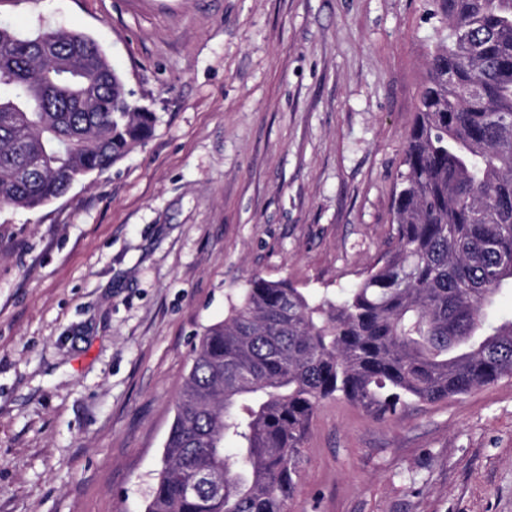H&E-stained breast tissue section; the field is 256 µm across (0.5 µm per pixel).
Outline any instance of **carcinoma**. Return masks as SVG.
<instances>
[{
  "label": "carcinoma",
  "instance_id": "obj_1",
  "mask_svg": "<svg viewBox=\"0 0 512 512\" xmlns=\"http://www.w3.org/2000/svg\"><path fill=\"white\" fill-rule=\"evenodd\" d=\"M395 199L396 244L318 302L254 274L203 333L146 512H285L321 404L388 421L512 376V0H436ZM101 46L81 32L0 28V206L34 209L150 137ZM224 478V494L189 479Z\"/></svg>",
  "mask_w": 512,
  "mask_h": 512
}]
</instances>
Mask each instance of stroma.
Instances as JSON below:
<instances>
[{"label": "stroma", "mask_w": 512, "mask_h": 512, "mask_svg": "<svg viewBox=\"0 0 512 512\" xmlns=\"http://www.w3.org/2000/svg\"><path fill=\"white\" fill-rule=\"evenodd\" d=\"M85 33L152 135L0 209V512H144L204 330L253 274L313 299L395 243L433 0H0ZM288 512H512V378L381 423L312 420Z\"/></svg>", "instance_id": "obj_1"}]
</instances>
